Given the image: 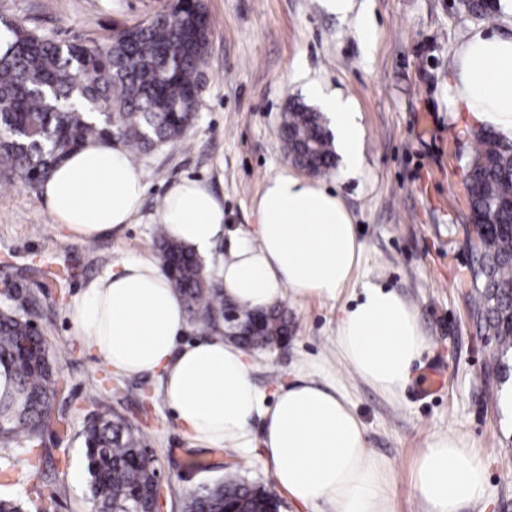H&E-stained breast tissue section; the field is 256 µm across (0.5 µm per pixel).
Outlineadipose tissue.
<instances>
[{
	"label": "adipose tissue",
	"instance_id": "1",
	"mask_svg": "<svg viewBox=\"0 0 512 512\" xmlns=\"http://www.w3.org/2000/svg\"><path fill=\"white\" fill-rule=\"evenodd\" d=\"M500 9L499 29L470 28L460 43L448 89L452 111L512 136V0H500ZM324 105L344 171L356 173L364 144L353 104L335 95ZM144 190L145 173L125 147L100 141L73 151L39 185L54 222L88 239L131 223ZM255 214L250 229L226 231L223 199L183 179L168 189L158 221L203 258L227 241L218 274L227 301L262 309L288 293L339 300L364 253L341 198L319 181L283 171L265 182ZM71 314L88 353L112 370L160 374L164 401L192 441L245 448L252 420L262 418V461L305 512H388L389 472L369 452L364 426L340 390L303 377L269 398L251 379L250 354L223 332L179 345L184 304L153 259L110 268L73 299ZM337 345L363 381L395 395L426 340L406 301L366 280L360 301L339 318ZM485 486L482 459L460 437L434 435L416 458L412 487L428 512H460Z\"/></svg>",
	"mask_w": 512,
	"mask_h": 512
}]
</instances>
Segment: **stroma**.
Masks as SVG:
<instances>
[{"label": "stroma", "mask_w": 512, "mask_h": 512, "mask_svg": "<svg viewBox=\"0 0 512 512\" xmlns=\"http://www.w3.org/2000/svg\"><path fill=\"white\" fill-rule=\"evenodd\" d=\"M213 22L197 116L179 140L137 160L146 176L141 210L122 230L82 240L54 224L38 190L0 186V286L22 284L61 377L74 395L55 404L40 453L0 447V497L25 512H94L79 434L88 414L107 411L140 428L165 486L164 512H181L198 484L239 470L271 483L262 465L261 421L245 449L191 441L166 405L160 379L115 373L85 348L70 317L72 300L116 263L156 257V213L182 179L206 183L224 199V225L254 224L265 180L286 169L278 135L289 99L315 82L349 98L364 136L357 174L323 175L350 210L364 244L357 278L396 290L416 311L427 347L405 389L383 394L354 375L337 347L338 319L360 295L339 301L285 296L287 347L254 352V384L266 395L308 376L336 384L366 429L370 452L388 467L389 512H426L411 484L412 465L432 434L465 438L482 459V498L462 512H512V408L508 385L490 368L499 350L473 320L465 283L476 240L464 185L475 128L449 109L448 75L470 27L497 19L466 12L459 0H353L346 17L322 0H204ZM173 0H0V18L62 42L101 41L119 26L169 10ZM443 383L421 390L426 369Z\"/></svg>", "instance_id": "35a3bbf8"}]
</instances>
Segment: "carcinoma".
<instances>
[{"label":"carcinoma","instance_id":"cac0c4a2","mask_svg":"<svg viewBox=\"0 0 512 512\" xmlns=\"http://www.w3.org/2000/svg\"><path fill=\"white\" fill-rule=\"evenodd\" d=\"M212 22L205 4H187L150 21L116 29L106 42L62 43L32 29L0 21V178L37 188L51 169L85 142L124 144L129 156L183 137L196 118ZM38 80L33 84L32 80ZM280 135L289 159L314 175L336 167V154L319 112L293 99ZM466 192L479 219L470 262L477 321L500 347L512 350V139L474 133ZM169 284L182 297L188 319L203 331L224 324V292L202 261L184 246L156 236ZM0 310V444L40 440L61 393L62 378L41 336L33 335L29 293L8 288ZM288 314L263 312L244 348L272 350L288 337ZM95 512H153L156 459L146 455L139 430L119 416L93 412L81 433ZM271 486L229 473L188 494L184 512H281Z\"/></svg>","mask_w":512,"mask_h":512}]
</instances>
